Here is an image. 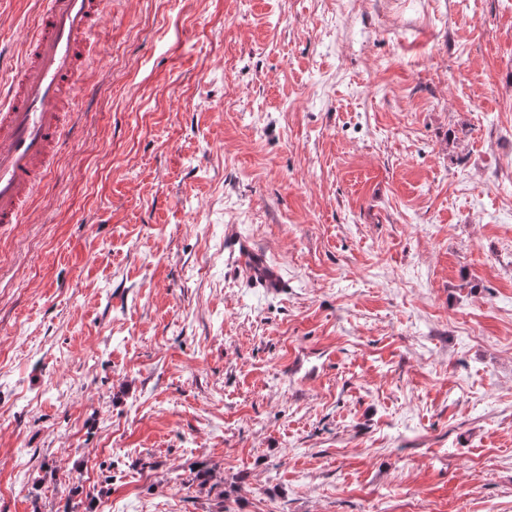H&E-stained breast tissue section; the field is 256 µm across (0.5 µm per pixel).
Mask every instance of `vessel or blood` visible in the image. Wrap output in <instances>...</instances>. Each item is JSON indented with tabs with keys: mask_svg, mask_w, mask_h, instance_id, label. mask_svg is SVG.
I'll list each match as a JSON object with an SVG mask.
<instances>
[{
	"mask_svg": "<svg viewBox=\"0 0 512 512\" xmlns=\"http://www.w3.org/2000/svg\"><path fill=\"white\" fill-rule=\"evenodd\" d=\"M105 0H45L25 40L11 91L0 97V224L24 223L36 191L72 127L81 53L89 50Z\"/></svg>",
	"mask_w": 512,
	"mask_h": 512,
	"instance_id": "b4317fda",
	"label": "vessel or blood"
}]
</instances>
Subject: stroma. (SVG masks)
I'll return each instance as SVG.
<instances>
[{
    "mask_svg": "<svg viewBox=\"0 0 512 512\" xmlns=\"http://www.w3.org/2000/svg\"><path fill=\"white\" fill-rule=\"evenodd\" d=\"M93 42L0 224V512H512V0H110Z\"/></svg>",
    "mask_w": 512,
    "mask_h": 512,
    "instance_id": "obj_1",
    "label": "stroma"
}]
</instances>
